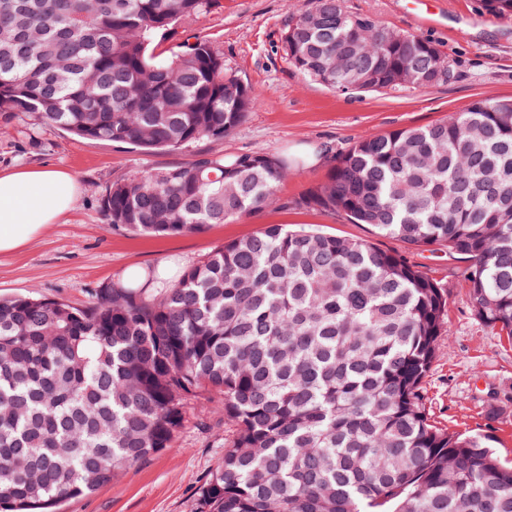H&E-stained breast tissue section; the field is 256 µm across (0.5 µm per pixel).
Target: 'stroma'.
I'll list each match as a JSON object with an SVG mask.
<instances>
[{
    "mask_svg": "<svg viewBox=\"0 0 512 512\" xmlns=\"http://www.w3.org/2000/svg\"><path fill=\"white\" fill-rule=\"evenodd\" d=\"M303 0H219L209 12L180 22L164 48L199 37L219 47L224 63L262 98L230 136L173 152L78 139L39 124L28 113H0V170L47 165L74 173L73 209L22 248L0 254V298L32 292L85 307L97 292L133 272L176 277L215 248L272 224L362 239L397 252L448 291V317L437 357L422 384L435 425L493 437L512 463V338L483 323L463 282L465 259L446 248L412 249L366 224L297 206L325 179L332 160L358 138L437 123L477 99L512 98V17L484 21L476 0H438L434 23L416 16L419 0H344L354 14L422 36L447 56L455 77L426 89L374 94L335 92L305 79L285 61L281 34ZM265 153L288 159L281 201L252 216L204 232L152 237L109 224L101 199L117 178L192 161L198 153ZM235 426L201 408L170 448L122 472L96 493L67 500L59 512H199V489L224 458Z\"/></svg>",
    "mask_w": 512,
    "mask_h": 512,
    "instance_id": "stroma-1",
    "label": "stroma"
}]
</instances>
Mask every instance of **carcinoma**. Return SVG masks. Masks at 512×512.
Returning a JSON list of instances; mask_svg holds the SVG:
<instances>
[{
    "mask_svg": "<svg viewBox=\"0 0 512 512\" xmlns=\"http://www.w3.org/2000/svg\"><path fill=\"white\" fill-rule=\"evenodd\" d=\"M217 0H0V112L144 153L230 135L259 101L172 27ZM511 17L512 0H480ZM341 0H308L281 36L287 63L334 90L428 88L454 78L433 42ZM288 163L200 153L136 171L102 197L140 234L201 233L279 200ZM297 205L468 259L469 302L512 337V100L363 136ZM152 272L76 308L0 299V512H52L168 448L189 405L234 423L201 512H512V466L490 437L435 426L422 384L448 292L373 244L278 224L213 250L161 288Z\"/></svg>",
    "mask_w": 512,
    "mask_h": 512,
    "instance_id": "carcinoma-1",
    "label": "carcinoma"
}]
</instances>
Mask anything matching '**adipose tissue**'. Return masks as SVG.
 I'll use <instances>...</instances> for the list:
<instances>
[{"mask_svg": "<svg viewBox=\"0 0 512 512\" xmlns=\"http://www.w3.org/2000/svg\"><path fill=\"white\" fill-rule=\"evenodd\" d=\"M79 191L66 170L26 167L0 173V253H9L37 237L67 214Z\"/></svg>", "mask_w": 512, "mask_h": 512, "instance_id": "obj_1", "label": "adipose tissue"}]
</instances>
